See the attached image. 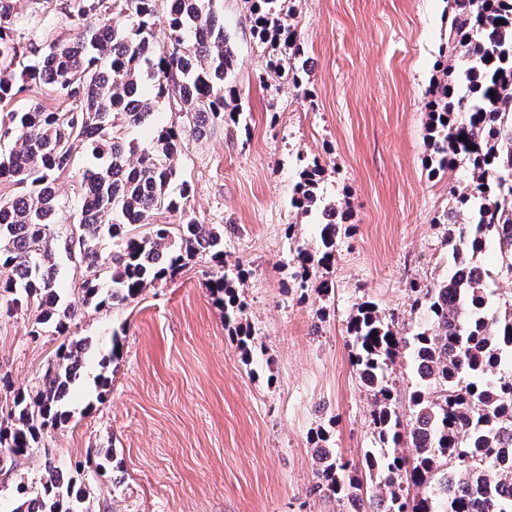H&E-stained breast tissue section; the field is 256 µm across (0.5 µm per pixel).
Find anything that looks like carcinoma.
<instances>
[{"label":"carcinoma","mask_w":512,"mask_h":512,"mask_svg":"<svg viewBox=\"0 0 512 512\" xmlns=\"http://www.w3.org/2000/svg\"><path fill=\"white\" fill-rule=\"evenodd\" d=\"M158 2L62 0V12L82 25V38L39 44L18 28L17 0H0V141L12 143L0 154V185L19 188L0 195V311L33 312L34 339L64 337L39 389L4 386L11 404L0 406V473L15 474L46 431L71 419L66 400L88 346L72 339L74 311L57 284L60 255L79 265L81 304L100 309L136 299L208 254L216 262L208 288L225 322L243 312L239 289L249 271L242 263L233 276L224 271V225L193 215L192 186L179 168L186 132L201 136L224 124V81L236 54L215 0H164L162 13ZM450 4L441 76L426 102L429 167L450 176L462 159L473 180L439 220L448 226V278L411 287L413 305L427 310L432 325L410 340L372 304L359 307L347 326L353 365L373 395L379 447L366 453L365 464L377 472V512H512V372H501L512 357V305L495 308L491 291L494 275L512 278V0ZM290 18L280 0H252L253 37L275 52L273 71L299 88L302 47ZM41 83L73 107L56 112L31 102L21 112L4 111L24 87ZM164 98L184 126L163 127L142 146L127 139V128L149 124ZM318 168L315 161L303 170L297 207L305 212L318 208ZM66 176L79 185L80 208L61 235L56 185ZM162 212L178 223L156 222ZM342 229L339 222L320 224L303 273L313 261L334 263ZM104 241L111 244L106 255ZM490 247L501 256L497 273L460 275ZM121 346L112 333L99 361L101 397ZM407 348L418 383L406 428L383 371ZM404 444L414 448L410 460L399 452ZM44 457L38 482L16 474L11 512H94L85 482L56 466L51 452ZM321 461L319 490L357 497L358 485L339 476L343 466L327 452ZM405 484L418 493L403 494Z\"/></svg>","instance_id":"obj_1"}]
</instances>
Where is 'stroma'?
I'll return each mask as SVG.
<instances>
[{"mask_svg": "<svg viewBox=\"0 0 512 512\" xmlns=\"http://www.w3.org/2000/svg\"><path fill=\"white\" fill-rule=\"evenodd\" d=\"M237 64L224 85L240 121L188 137L179 159L206 224L224 225V266L244 262L240 344L205 286L210 256L135 301L78 309L72 330L91 348L71 387L73 418L49 431L17 470L37 479L43 451L66 469L113 453L116 468L79 474L95 512H373L362 460L377 447L372 399L351 361L347 325L366 303L402 336L430 328L411 284L447 278L440 216L472 179L430 176L425 103L448 40L447 0H294L308 97L270 68L250 30V0H217ZM28 38L70 40L82 29L59 5L19 0ZM316 192L351 213L331 267L303 274L317 218L294 200L304 167ZM330 281V293L318 292ZM29 316H0V377L39 388L61 339L28 336ZM122 352L97 401L101 350ZM330 452L359 482L357 499L320 493Z\"/></svg>", "mask_w": 512, "mask_h": 512, "instance_id": "1", "label": "stroma"}]
</instances>
